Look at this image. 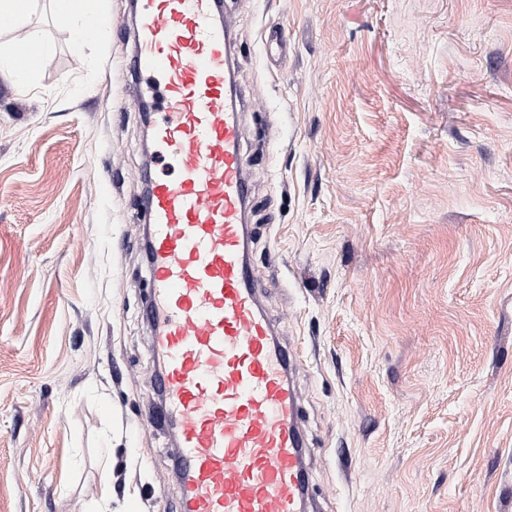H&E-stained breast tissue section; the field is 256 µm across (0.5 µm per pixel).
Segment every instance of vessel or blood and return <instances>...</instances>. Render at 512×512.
Segmentation results:
<instances>
[{"label": "vessel or blood", "instance_id": "1", "mask_svg": "<svg viewBox=\"0 0 512 512\" xmlns=\"http://www.w3.org/2000/svg\"><path fill=\"white\" fill-rule=\"evenodd\" d=\"M134 3L135 101L174 170L142 208L162 400L138 426L174 430L179 512H316L293 358L250 262L232 24L223 0Z\"/></svg>", "mask_w": 512, "mask_h": 512}]
</instances>
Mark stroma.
<instances>
[{
  "instance_id": "35a3bbf8",
  "label": "stroma",
  "mask_w": 512,
  "mask_h": 512,
  "mask_svg": "<svg viewBox=\"0 0 512 512\" xmlns=\"http://www.w3.org/2000/svg\"><path fill=\"white\" fill-rule=\"evenodd\" d=\"M252 261L322 512H512V0H225ZM122 28L0 76V512H176ZM283 29L285 48L262 49Z\"/></svg>"
}]
</instances>
